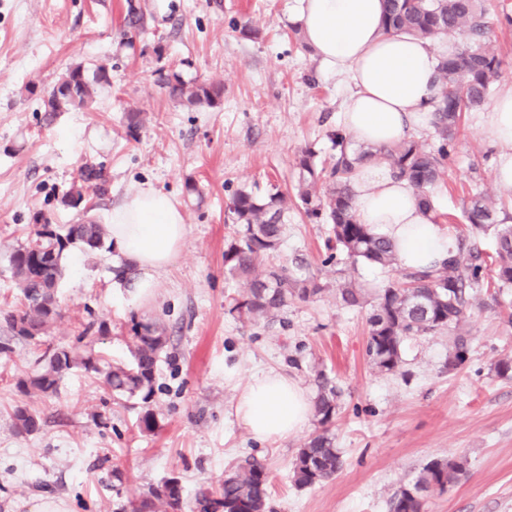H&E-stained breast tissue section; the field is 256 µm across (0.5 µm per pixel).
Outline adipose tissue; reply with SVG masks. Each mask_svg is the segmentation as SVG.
<instances>
[{"instance_id":"ef3b65f1","label":"adipose tissue","mask_w":512,"mask_h":512,"mask_svg":"<svg viewBox=\"0 0 512 512\" xmlns=\"http://www.w3.org/2000/svg\"><path fill=\"white\" fill-rule=\"evenodd\" d=\"M382 0H296L292 12L307 44L329 70L347 79L341 121L355 143L390 146L430 127L429 98L436 55L429 43L407 34H385ZM484 140L500 145L495 180L512 188V88L484 113ZM360 223L395 246L405 269L440 265L457 242L422 208L414 190L374 162L358 166L352 179ZM112 242L115 283L132 302L150 301L155 272L173 265L186 236L180 209L166 194L140 188L113 206L106 224ZM236 414L258 440H281L302 429L310 415L306 392L276 372L253 375L241 391Z\"/></svg>"}]
</instances>
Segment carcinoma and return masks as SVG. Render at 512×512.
Returning <instances> with one entry per match:
<instances>
[{
  "label": "carcinoma",
  "mask_w": 512,
  "mask_h": 512,
  "mask_svg": "<svg viewBox=\"0 0 512 512\" xmlns=\"http://www.w3.org/2000/svg\"><path fill=\"white\" fill-rule=\"evenodd\" d=\"M383 4V27L387 33L411 34L430 42L448 38H466L468 42L437 59L430 98L433 147L406 140L358 151L343 132L336 130L330 134L336 154L329 167H318L316 154L309 147L297 155V197L308 217L331 225L333 242L327 243V263L343 254L355 263L381 268L398 265L394 245L374 235L357 218L351 187L356 165L364 160L384 164L414 189L419 204L438 219L433 192L445 173L446 160L456 149L461 114L484 104L500 72V59L482 40L486 22L480 0H383ZM108 82L103 66L91 72L81 64L70 66L43 97V112L51 117L81 109ZM163 86L171 99L189 109L213 107L224 94L220 84L186 81L177 73L167 75ZM80 181L81 186L67 192L70 198L82 200L85 188L100 195L106 191L107 179L101 166H83ZM509 202L512 197L506 201L479 196L464 209L473 233H494L493 268L489 275L477 263V256L461 246L440 266L406 271L401 281L386 288L372 290L352 280L337 285L336 298L343 305L371 309L365 354L378 371L389 373L400 367L405 338L445 329L452 346L449 365L457 367L465 361L468 338L459 332V326L475 294L483 288H495L501 293L512 288V215L506 213ZM287 212L288 197L277 192L261 197L241 189L228 204L231 220L241 229L224 250V268L246 284L245 294L235 301L234 310L249 320L271 321L288 308V303L305 301L324 291L314 278L296 277L285 265L265 263V258L277 249ZM36 223L39 228L33 236L13 247L9 256L12 276L22 294V307L0 313L7 332L0 341L1 353L10 351L14 340L39 339L60 317L57 288L63 276L65 251L73 245L99 249L106 238L104 226L93 221L64 227L39 218ZM131 331L134 349L130 365L117 363L103 368L91 355L61 350L45 359L40 370L20 381V385L28 392L51 395L57 392L66 372L80 367L102 375L112 392L138 395L147 404L154 394L155 369L166 352L169 336L155 321H135ZM336 409V391L320 385L315 401L319 423L328 425ZM13 417L21 433L32 434L40 428L36 411L25 405L16 407ZM341 468V456L325 429L299 450L292 462V478L296 486L307 487L333 479ZM462 473L463 465L451 459L428 462L412 484L395 494L391 512H423L425 494L445 489ZM215 497L223 502L224 512H265V461L254 455L245 457L224 477L219 490L201 493L196 505ZM182 500V485L172 477L130 501V509L159 512L165 506L171 512H179Z\"/></svg>",
  "instance_id": "obj_1"
}]
</instances>
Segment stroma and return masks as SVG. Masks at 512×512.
<instances>
[{
  "label": "stroma",
  "mask_w": 512,
  "mask_h": 512,
  "mask_svg": "<svg viewBox=\"0 0 512 512\" xmlns=\"http://www.w3.org/2000/svg\"><path fill=\"white\" fill-rule=\"evenodd\" d=\"M143 16L126 26L128 5ZM295 0H0V311L20 291L9 252L36 217L62 226L104 223L113 204L150 186L180 207L186 237L175 265L158 273L154 297L139 306L114 288L111 249L70 248L58 290L62 316L48 335L13 341L0 353V512H30L35 501L60 512H123L131 499L176 476L183 512H198L200 488H218L247 455L268 465L267 512H390L391 500L434 459L462 462L460 479L425 498V512H512V376L497 375L512 356V298L482 290L462 323L465 362L449 367L448 335L411 336L402 363L379 372L365 354L367 309L337 303L339 282L381 288L399 269L326 263L329 225L307 218L295 196L297 153H333L331 130L347 93L292 32ZM487 42L500 61L492 91L512 87V0H483ZM251 33H244V26ZM106 66L111 84L86 110L46 117L40 96L67 66ZM216 81L214 107L189 110L170 99L163 75ZM146 126L129 133L128 110ZM482 110L464 115L457 148L434 191L440 225L456 241L493 253L491 236H473L463 207L481 194L503 195L494 179L498 150L479 134ZM103 165L106 194L64 205L84 164ZM290 194L271 262L325 285L321 297L289 303L273 321L251 322L232 306L243 291L224 269L237 225L227 205L240 188ZM156 320L170 336L150 403L113 398L102 379L76 369L42 397L18 383L49 349L130 362L132 322ZM277 371L308 397L320 382L336 388L328 426L343 466L334 479L297 487L291 463L321 427L317 417L284 440L254 439L236 403L251 376ZM28 405L38 432L19 433L14 410ZM158 426L141 432L144 409ZM122 471L116 481L114 471Z\"/></svg>",
  "instance_id": "obj_1"
}]
</instances>
